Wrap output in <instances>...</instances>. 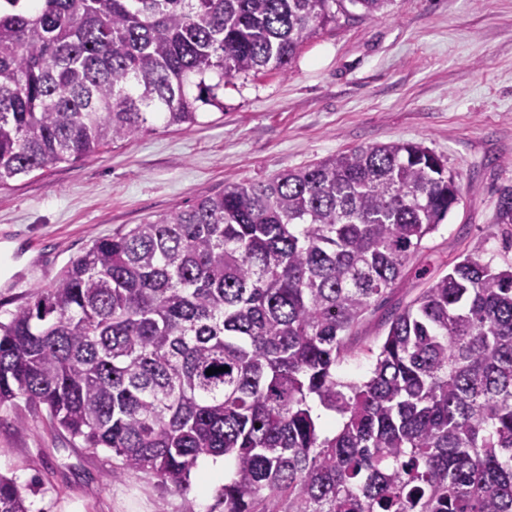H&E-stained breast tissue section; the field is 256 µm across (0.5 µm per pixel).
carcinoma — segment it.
<instances>
[{"label":"carcinoma","mask_w":512,"mask_h":512,"mask_svg":"<svg viewBox=\"0 0 512 512\" xmlns=\"http://www.w3.org/2000/svg\"><path fill=\"white\" fill-rule=\"evenodd\" d=\"M389 2L0 0V186L196 124L224 80L286 74ZM459 199L445 160L393 142L121 228L0 321V405L178 490L222 457L224 512H512V261L475 246L390 313L366 377L340 373ZM0 512H30L2 475Z\"/></svg>","instance_id":"carcinoma-1"}]
</instances>
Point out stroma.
Wrapping results in <instances>:
<instances>
[{"instance_id": "35a3bbf8", "label": "stroma", "mask_w": 512, "mask_h": 512, "mask_svg": "<svg viewBox=\"0 0 512 512\" xmlns=\"http://www.w3.org/2000/svg\"><path fill=\"white\" fill-rule=\"evenodd\" d=\"M420 143L458 173L461 199L361 325L341 371L370 370L391 311L473 246L501 263L503 189H512V0H390L373 18L339 17L306 41L287 73L239 75L223 110L187 127L111 145L0 186V319L101 236L358 147ZM24 399L0 406V474L32 512H222L217 484L191 473L186 491L154 475L114 476Z\"/></svg>"}]
</instances>
